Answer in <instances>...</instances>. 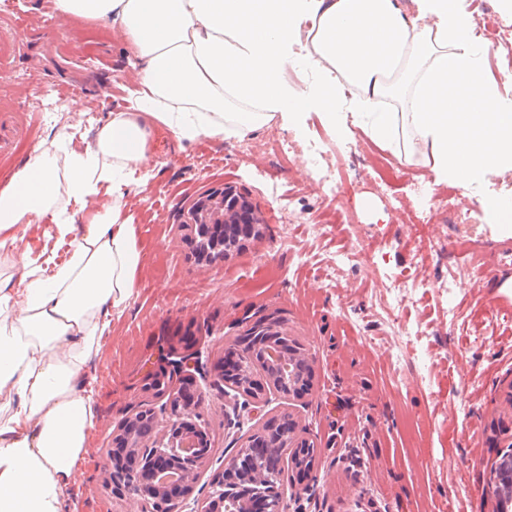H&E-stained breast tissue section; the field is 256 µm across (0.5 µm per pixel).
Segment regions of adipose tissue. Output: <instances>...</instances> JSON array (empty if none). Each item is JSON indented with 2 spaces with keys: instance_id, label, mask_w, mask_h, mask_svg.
Wrapping results in <instances>:
<instances>
[{
  "instance_id": "1",
  "label": "adipose tissue",
  "mask_w": 512,
  "mask_h": 512,
  "mask_svg": "<svg viewBox=\"0 0 512 512\" xmlns=\"http://www.w3.org/2000/svg\"><path fill=\"white\" fill-rule=\"evenodd\" d=\"M413 2L53 0L63 18L123 30L142 92L84 150L63 137L35 147L0 193V512H70L97 419L85 369L136 287L124 206L154 162L155 126L189 143L271 124L300 133L312 112L339 139L354 123L398 159L423 146L435 184L478 196L512 234V199L489 189L512 171V95L488 74L466 0ZM295 68L311 75L304 87L288 82ZM104 193L111 204L78 218Z\"/></svg>"
}]
</instances>
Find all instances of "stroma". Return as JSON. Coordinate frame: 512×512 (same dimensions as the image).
Masks as SVG:
<instances>
[{
    "instance_id": "obj_1",
    "label": "stroma",
    "mask_w": 512,
    "mask_h": 512,
    "mask_svg": "<svg viewBox=\"0 0 512 512\" xmlns=\"http://www.w3.org/2000/svg\"><path fill=\"white\" fill-rule=\"evenodd\" d=\"M483 16L494 49L488 73L512 78V24L497 0H468ZM0 119L21 115L25 130L0 158L6 190L39 144L77 131L72 146L93 143L99 123L125 110L137 88L135 54L119 29L102 21L58 16L51 0H14L0 13ZM64 98L58 114L35 102ZM158 165L126 198L142 264L137 288L86 373L96 383L98 421L69 492L71 512H141L138 496L116 497L103 456L130 406L161 409L146 388L163 368L160 353L199 358L192 389L201 396L211 448L189 502H202L226 456L245 446L268 420L291 416L319 453L306 477L286 485V512H494L485 494L497 445L493 411L512 385V270L498 261L512 235L468 223L479 198L437 186L433 222L415 228L420 190L433 175L423 157L399 162L359 126L333 138L310 114L303 138L271 125L244 140L202 137L178 144L164 128L153 135ZM290 141L288 154L278 148ZM316 141L337 183L352 182L346 200L319 183L304 157ZM395 177L384 184L375 161ZM287 196L275 203L266 187ZM236 187L254 207L259 235L226 257L194 251L181 212L211 190ZM470 240L464 257L449 248ZM456 280L455 296L436 282ZM273 316L308 353L314 378L301 396L271 393L229 425V398L214 386L224 354L250 321Z\"/></svg>"
}]
</instances>
